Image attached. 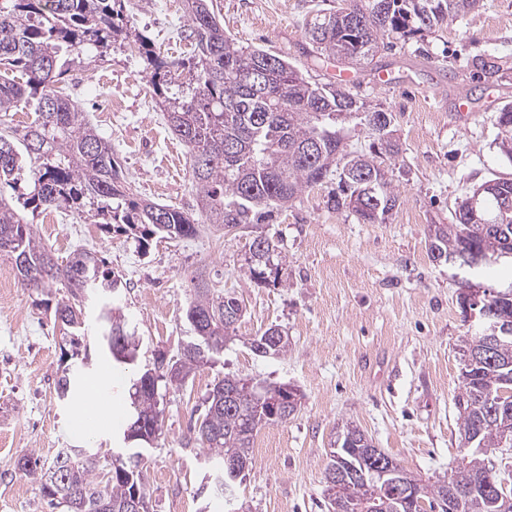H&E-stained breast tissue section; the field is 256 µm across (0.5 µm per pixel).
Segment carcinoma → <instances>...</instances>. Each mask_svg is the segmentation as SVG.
Wrapping results in <instances>:
<instances>
[{
  "mask_svg": "<svg viewBox=\"0 0 512 512\" xmlns=\"http://www.w3.org/2000/svg\"><path fill=\"white\" fill-rule=\"evenodd\" d=\"M208 0H184L195 54L188 61L161 59L146 40L116 23L117 0H0V112L22 101L33 102L36 118L22 129L0 127V257L11 261L22 287L55 302V321L61 323L70 344L84 335L83 291L116 289L120 281L104 269L97 253L75 250L58 262L37 237L27 214L47 210L82 213L97 205L101 226L124 224L128 232L147 242L154 237L180 240L195 236L202 225L233 231L263 224L304 190L331 177L338 189L328 204L346 209L363 224H384L399 205L385 159L399 155L400 147L377 128L380 117L392 113L357 99L350 90L335 91L331 84L306 79L301 70L279 55L239 45L224 33ZM481 0H336V5L307 23L311 51L317 61L346 70L368 64L387 46L390 36L408 38L432 32L478 7ZM122 36L138 44L151 69L154 93L164 98V119L184 145L190 160L197 212L134 198L130 183L120 179L112 158V142L103 137L63 92L61 84L74 64L86 63L85 46L108 45ZM358 120L369 138L370 152L348 148L346 123ZM24 143L30 180L22 206L4 187L17 190L23 170L14 141ZM354 165L360 178L343 177ZM498 194H481L485 220L497 226L490 234L482 224L464 220L463 206L453 223L429 228L433 259L475 266L512 259V178H494ZM285 256L275 240L266 238L264 252L248 258L251 278L258 284L278 280ZM239 298L198 280L189 303L199 321L194 336L176 358L161 354L155 378L134 382V414L125 439L149 444L143 438L161 435L158 383L176 373L180 382L205 365L194 346L213 337L223 344L234 335L240 320ZM488 323L508 327L499 333L494 353L486 354L484 335L461 340V385L454 395L459 437L468 444L461 468L472 474L488 468V453L501 447L504 431H512V403L492 409L487 395L512 380V287L481 301ZM102 327L119 337L123 349L136 355V339L122 315L107 310ZM288 399L283 386L254 378L223 376L214 380L204 410L190 426L188 441L207 449L218 473L215 486L230 495L254 464L253 443L261 428L284 422L276 397ZM335 443L344 466H360L369 438L348 425ZM142 459L134 448L111 454L107 472H100V456L86 448H72L44 467L32 454L18 460L23 476L40 484L51 510L64 512H128L133 487L147 498L142 481ZM416 497L399 503L408 483ZM451 477L430 483L399 469L394 483L379 491L357 480L325 494L329 512H426L448 495ZM81 495L69 497L72 488ZM499 496L484 483L473 485L462 512H501Z\"/></svg>",
  "mask_w": 512,
  "mask_h": 512,
  "instance_id": "carcinoma-1",
  "label": "carcinoma"
}]
</instances>
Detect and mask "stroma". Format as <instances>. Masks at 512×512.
Returning <instances> with one entry per match:
<instances>
[{
  "mask_svg": "<svg viewBox=\"0 0 512 512\" xmlns=\"http://www.w3.org/2000/svg\"><path fill=\"white\" fill-rule=\"evenodd\" d=\"M226 34L240 45L287 58L312 81L333 83L338 70L309 55L306 23L332 0H211ZM123 14L163 58L186 57L190 30L184 13L164 0H124ZM500 64L486 74L484 63ZM372 72H349L360 100L392 113L400 143L390 161L400 204L384 224H362L330 207V180L303 191L273 223L237 231L154 238L139 246L113 228L96 230V250L122 281L110 294L85 300L79 349L64 339L52 309L37 293L13 284L0 295V512H48L39 486L15 464L32 452L51 462L63 449L119 447V424L129 407L133 371L99 349L102 308L120 310L142 340L138 366L156 353L177 355L192 335L183 310L193 276L203 275L245 304L237 339L215 364L179 387L160 391L162 433L148 448L142 478L149 512H328L324 497L327 453L343 425H357L408 473L424 479L448 474L460 455L454 395L459 386L461 338L482 331L465 321L462 283L503 289L512 268H460L434 261L429 227L448 224L457 202L495 177L512 178V161L498 147L494 114L512 104V0H482L434 32L397 38L379 53ZM387 74L388 85L377 83ZM66 91L99 132L139 199L189 210V156L169 132L152 93L150 74L134 43L117 40L97 63L73 68ZM468 94L473 112L456 110ZM42 243L58 260L75 250L91 217L68 214L65 224L34 219ZM264 235L279 242L286 265L278 285L254 282L249 245ZM276 325L288 351L256 356L250 339ZM101 383L112 406L110 428L88 438L59 401L63 369ZM255 377L297 389L296 412L261 429L270 449L255 457L249 475L224 501L203 449L188 443L193 411L214 379Z\"/></svg>",
  "mask_w": 512,
  "mask_h": 512,
  "instance_id": "obj_1",
  "label": "stroma"
}]
</instances>
